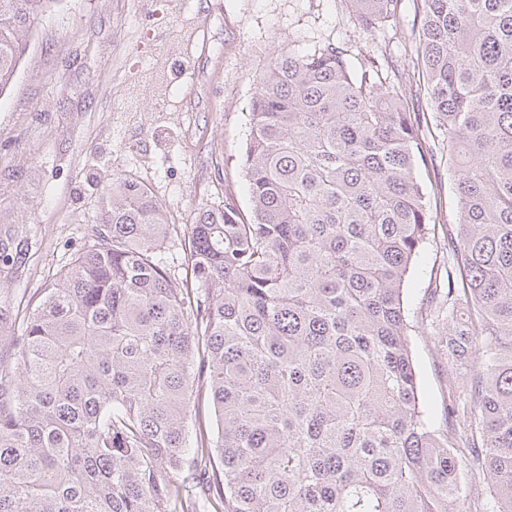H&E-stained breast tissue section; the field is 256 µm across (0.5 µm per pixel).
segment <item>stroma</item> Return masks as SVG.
I'll return each instance as SVG.
<instances>
[{
	"label": "stroma",
	"instance_id": "stroma-1",
	"mask_svg": "<svg viewBox=\"0 0 512 512\" xmlns=\"http://www.w3.org/2000/svg\"><path fill=\"white\" fill-rule=\"evenodd\" d=\"M414 8L405 0L396 26L369 34L346 0H56L0 97V312L22 317L89 239L99 192L115 177L148 185L181 227L228 195L248 208L237 171L258 74L290 47L340 42L354 56L399 58L414 39ZM420 177L438 222L403 300L420 402L442 430L459 370L425 324L432 288L448 284L456 224L454 172L441 149Z\"/></svg>",
	"mask_w": 512,
	"mask_h": 512
}]
</instances>
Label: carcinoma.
<instances>
[{"label": "carcinoma", "mask_w": 512, "mask_h": 512, "mask_svg": "<svg viewBox=\"0 0 512 512\" xmlns=\"http://www.w3.org/2000/svg\"><path fill=\"white\" fill-rule=\"evenodd\" d=\"M57 0H0V95ZM404 0H350L359 27ZM396 69L290 48L261 74L240 157L251 211L178 235L151 189H102L90 240L21 322L0 321V512H458L461 467L512 512V0H416ZM455 167L444 433L419 400L404 285L435 223L417 168ZM208 388L212 437H192ZM205 478L212 492H195Z\"/></svg>", "instance_id": "carcinoma-1"}]
</instances>
